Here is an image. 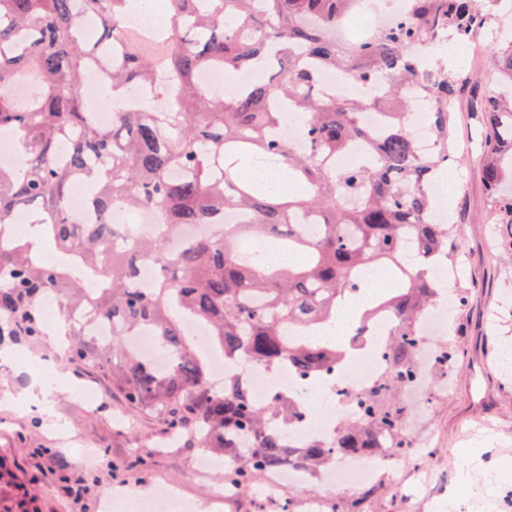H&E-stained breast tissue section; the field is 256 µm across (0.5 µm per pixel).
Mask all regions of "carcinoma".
I'll return each mask as SVG.
<instances>
[{
    "mask_svg": "<svg viewBox=\"0 0 512 512\" xmlns=\"http://www.w3.org/2000/svg\"><path fill=\"white\" fill-rule=\"evenodd\" d=\"M353 0H168V43L158 55L141 53L144 41L128 37L125 55L112 70V88L135 91L129 108L110 127L90 119L81 88L95 79L81 17L102 25L100 43L123 36V0H0V132L12 131L30 152L22 171L0 167V227L27 208L38 215L22 233L0 232V339L44 334L41 302L60 295L70 310L86 306L112 322L102 342L74 321L65 335L79 360L111 380L132 410L164 425L166 438L224 460V484L246 492L265 473L292 468L315 477L330 464L391 448L407 451L402 408L395 393L419 375L424 348L420 323L444 291L432 270L448 261L452 226L432 219L438 198L428 192L450 160L457 81L429 73L432 89L416 84L418 43L445 44L451 32L473 39L486 19L476 0H410L406 15L369 39L338 43L329 31ZM495 68L512 83V44L493 53ZM274 72L245 84L226 99L198 83L204 70ZM177 83L174 106L142 108L159 97V69ZM326 69L358 82L363 98H338L318 88ZM34 71L30 96L13 89ZM424 100L434 149L422 154L410 132L409 104ZM382 117L373 132L363 113ZM482 185L488 220L512 249V98H481ZM303 115L306 151L272 136L285 115ZM366 149L348 168L336 157L357 142ZM261 156L288 170L302 195H288L240 178L236 157ZM94 187L88 199L104 218L116 201L150 208L171 233L189 224L209 230L190 236L172 252L159 236L128 244L113 225L84 224L71 214L73 184ZM242 212L245 224H226ZM317 227L306 231L302 218ZM261 237L293 259L276 265L240 257V238ZM59 259L42 258L40 242ZM161 277L150 288L135 281L143 262ZM365 268L397 282L372 292L358 280ZM357 321L379 310L396 316L382 349L384 370L358 412L337 425L333 438L309 436L293 443L290 429L304 417V403L282 392L257 404L244 385L249 366H286L301 379L328 374L351 349L323 327L345 309ZM204 325L224 364V387L209 385L207 356L182 328L184 318ZM148 331L166 357L157 367L131 348L133 334ZM435 363L454 370L448 344L431 346Z\"/></svg>",
    "mask_w": 512,
    "mask_h": 512,
    "instance_id": "cac0c4a2",
    "label": "carcinoma"
}]
</instances>
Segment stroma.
I'll return each instance as SVG.
<instances>
[{"label": "stroma", "instance_id": "stroma-1", "mask_svg": "<svg viewBox=\"0 0 512 512\" xmlns=\"http://www.w3.org/2000/svg\"><path fill=\"white\" fill-rule=\"evenodd\" d=\"M480 5L487 17L476 38L481 51L465 69L469 78L456 100L455 134L463 151L448 172L455 185L449 205L458 218L449 258L461 269L451 291L468 298L465 306L448 307L446 338L456 348L458 368L439 387L404 395L403 433L413 442L432 434L427 466L438 476L422 485L418 462L406 458L401 488L380 473L370 496L332 494L342 512H435L451 498L453 512H504L512 503V375L501 361L505 342H512V255L491 240L480 183L484 156L474 139L478 117L470 110L473 91L493 88L490 50L501 37L504 8L501 0ZM50 374L58 385L44 390L40 419L24 392L33 376ZM78 384L94 389L96 399L81 400ZM160 428L129 409L98 371L54 350L48 337L0 342V512H102L116 487L148 500L167 482L181 498L164 512H200L220 483V470L198 468V449L156 447L151 438ZM326 492L320 484L297 488L284 503L244 492L228 512H306L309 495Z\"/></svg>", "mask_w": 512, "mask_h": 512}]
</instances>
